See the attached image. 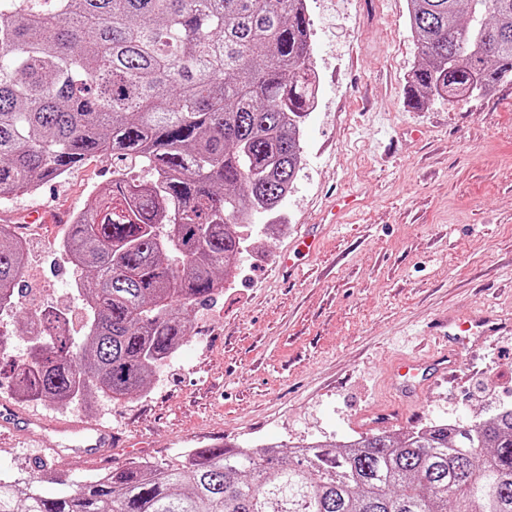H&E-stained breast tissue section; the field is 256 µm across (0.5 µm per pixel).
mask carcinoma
Masks as SVG:
<instances>
[{
    "label": "carcinoma",
    "instance_id": "cac0c4a2",
    "mask_svg": "<svg viewBox=\"0 0 512 512\" xmlns=\"http://www.w3.org/2000/svg\"><path fill=\"white\" fill-rule=\"evenodd\" d=\"M408 26L421 58L409 105L512 82V0H408ZM311 55L307 0H0V198L112 156V181L60 242L83 336L60 309L25 313L29 351L8 370L18 395L121 401L187 341L243 229L300 169ZM23 266L1 224L0 309ZM283 447L129 461L62 497L45 484L63 474L39 470L0 481V512H512V406L467 427Z\"/></svg>",
    "mask_w": 512,
    "mask_h": 512
}]
</instances>
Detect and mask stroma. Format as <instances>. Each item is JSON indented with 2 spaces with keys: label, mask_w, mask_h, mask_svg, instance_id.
Returning <instances> with one entry per match:
<instances>
[{
  "label": "stroma",
  "mask_w": 512,
  "mask_h": 512,
  "mask_svg": "<svg viewBox=\"0 0 512 512\" xmlns=\"http://www.w3.org/2000/svg\"><path fill=\"white\" fill-rule=\"evenodd\" d=\"M316 107L301 126L302 166L275 216L257 215L238 258L243 271L196 308L185 344L143 394L115 403L90 393L60 405L14 396L0 403L56 422L112 427L130 449L77 456L61 434L0 436V468L66 471L51 493L71 494L102 468L137 459L170 462L211 444L345 440L367 433L391 359L436 341L448 314L493 310L512 319V83L420 109L406 103L419 56L407 0H308ZM112 179L93 156L36 193L0 199V214L84 209ZM358 193L344 223L287 278L279 260L320 221L329 200ZM61 224L28 239L23 281L35 302L71 313L81 335L76 273L62 260ZM512 405V332L464 357L459 378L431 387L398 434L431 422L469 424Z\"/></svg>",
  "instance_id": "stroma-1"
}]
</instances>
